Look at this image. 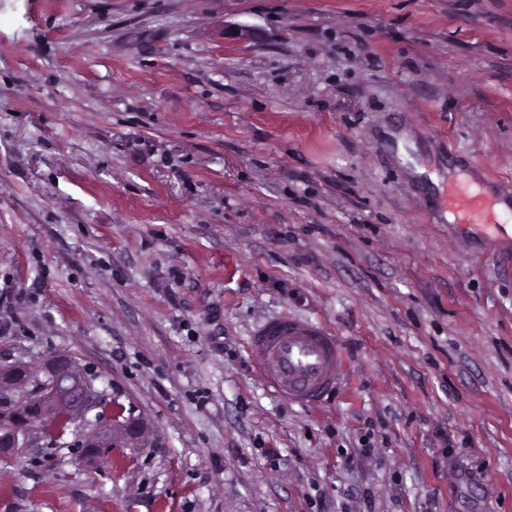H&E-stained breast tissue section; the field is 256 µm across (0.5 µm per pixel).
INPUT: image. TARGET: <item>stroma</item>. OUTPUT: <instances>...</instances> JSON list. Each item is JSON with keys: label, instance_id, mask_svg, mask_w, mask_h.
<instances>
[{"label": "stroma", "instance_id": "35a3bbf8", "mask_svg": "<svg viewBox=\"0 0 512 512\" xmlns=\"http://www.w3.org/2000/svg\"><path fill=\"white\" fill-rule=\"evenodd\" d=\"M512 0H0V365L75 359L144 448L0 462V512H512ZM326 324L313 408L251 331ZM504 197L473 192L466 184H444L436 199L439 211H450L455 224L465 227L495 228L503 217L498 204Z\"/></svg>", "mask_w": 512, "mask_h": 512}]
</instances>
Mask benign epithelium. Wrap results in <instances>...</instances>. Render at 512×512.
I'll list each match as a JSON object with an SVG mask.
<instances>
[{"label": "benign epithelium", "instance_id": "benign-epithelium-1", "mask_svg": "<svg viewBox=\"0 0 512 512\" xmlns=\"http://www.w3.org/2000/svg\"><path fill=\"white\" fill-rule=\"evenodd\" d=\"M43 372L48 378V384L41 391L40 407L34 410L27 406V389L19 384L22 376L16 367L0 366V399L5 400L15 410L12 417L14 432L3 440L5 448L0 452L9 454L15 452V445L29 444L36 436V424L57 410L66 411V415L74 422L83 417L92 398L83 395L80 401L74 400L77 392L83 389L79 369L66 356H60L47 363ZM143 435L142 423L128 417L124 420L105 422L86 439L85 447L97 450L98 456L109 454L118 443L124 442L133 448L140 447Z\"/></svg>", "mask_w": 512, "mask_h": 512}]
</instances>
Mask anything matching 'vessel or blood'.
Listing matches in <instances>:
<instances>
[{"mask_svg": "<svg viewBox=\"0 0 512 512\" xmlns=\"http://www.w3.org/2000/svg\"><path fill=\"white\" fill-rule=\"evenodd\" d=\"M497 197L473 192L468 185L442 186L436 205L456 223L490 229L502 217ZM250 354L266 383L290 403L312 407L336 387L342 371L339 342L319 323L281 315L258 325L249 339Z\"/></svg>", "mask_w": 512, "mask_h": 512, "instance_id": "b4317fda", "label": "vessel or blood"}]
</instances>
